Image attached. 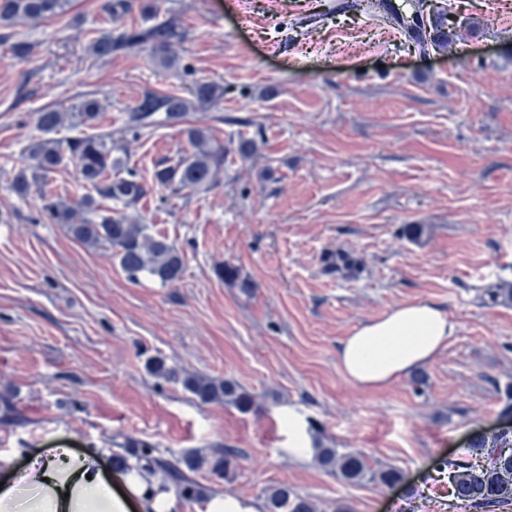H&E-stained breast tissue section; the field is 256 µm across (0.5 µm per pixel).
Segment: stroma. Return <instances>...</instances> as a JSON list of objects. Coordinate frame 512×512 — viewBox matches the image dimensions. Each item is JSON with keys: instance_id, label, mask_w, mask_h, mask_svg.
Segmentation results:
<instances>
[{"instance_id": "35a3bbf8", "label": "stroma", "mask_w": 512, "mask_h": 512, "mask_svg": "<svg viewBox=\"0 0 512 512\" xmlns=\"http://www.w3.org/2000/svg\"><path fill=\"white\" fill-rule=\"evenodd\" d=\"M104 2L18 23L29 54L0 41V453L21 449V467L45 448L96 449L107 470L132 446L202 457L187 473L197 498L172 512H204L216 492L260 503L283 484L317 512H453L439 473L496 428L512 384V303L484 294L512 288V0H432L448 44L425 49L342 0H158L185 34L172 69L140 51L92 57L91 31L147 21ZM200 80L224 88L188 116L224 144L217 184L156 187L126 209L181 249L176 285L131 282L111 250L46 223L37 189L14 191L38 112L86 98L114 155L151 181L191 147L176 127L127 131V114L145 92L186 96ZM339 252L356 268H328ZM221 264L238 279H219ZM409 302L447 311L455 335L416 371L354 386L342 341ZM152 356L239 385L254 409L200 403L150 375ZM320 446L401 479L344 483ZM227 449L237 464L222 478L211 460Z\"/></svg>"}]
</instances>
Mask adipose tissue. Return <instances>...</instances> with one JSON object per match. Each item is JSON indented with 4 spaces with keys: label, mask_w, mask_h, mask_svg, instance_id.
I'll return each instance as SVG.
<instances>
[{
    "label": "adipose tissue",
    "mask_w": 512,
    "mask_h": 512,
    "mask_svg": "<svg viewBox=\"0 0 512 512\" xmlns=\"http://www.w3.org/2000/svg\"><path fill=\"white\" fill-rule=\"evenodd\" d=\"M456 329L439 307L405 303L356 327L340 346L339 366L354 385L384 386L430 363ZM136 503L171 512L176 494L136 468L106 474L93 452L48 448L20 471L0 454V512H130Z\"/></svg>",
    "instance_id": "adipose-tissue-1"
}]
</instances>
